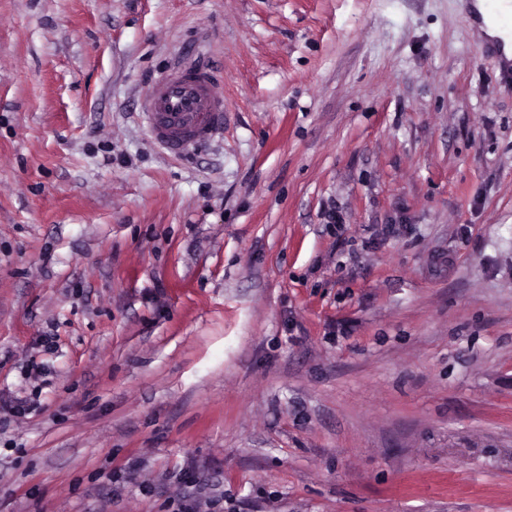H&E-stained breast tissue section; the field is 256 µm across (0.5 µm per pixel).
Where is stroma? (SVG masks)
<instances>
[{
  "label": "stroma",
  "instance_id": "obj_1",
  "mask_svg": "<svg viewBox=\"0 0 512 512\" xmlns=\"http://www.w3.org/2000/svg\"><path fill=\"white\" fill-rule=\"evenodd\" d=\"M502 66L466 0H0V512H512ZM215 73L179 61L142 96V114L153 141L183 156L224 130V95Z\"/></svg>",
  "mask_w": 512,
  "mask_h": 512
}]
</instances>
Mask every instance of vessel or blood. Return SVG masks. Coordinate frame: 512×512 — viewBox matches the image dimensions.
Segmentation results:
<instances>
[{"label": "vessel or blood", "instance_id": "1", "mask_svg": "<svg viewBox=\"0 0 512 512\" xmlns=\"http://www.w3.org/2000/svg\"><path fill=\"white\" fill-rule=\"evenodd\" d=\"M482 19L512 37V0H481ZM214 72L178 62L142 96V113L153 141L183 156L224 130V97Z\"/></svg>", "mask_w": 512, "mask_h": 512}]
</instances>
